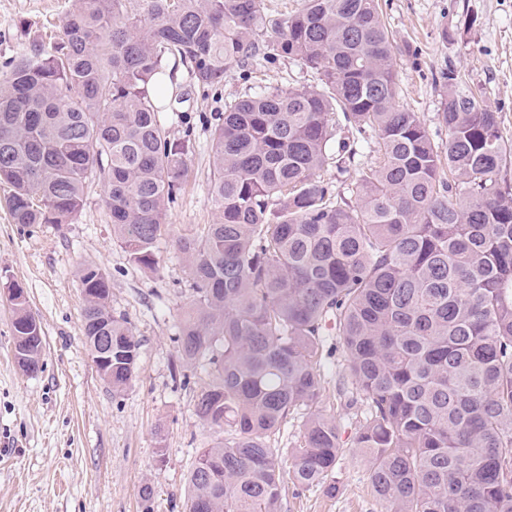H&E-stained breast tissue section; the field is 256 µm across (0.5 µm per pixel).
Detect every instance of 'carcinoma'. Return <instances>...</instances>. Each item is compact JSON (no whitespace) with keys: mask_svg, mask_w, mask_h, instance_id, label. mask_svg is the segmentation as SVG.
<instances>
[{"mask_svg":"<svg viewBox=\"0 0 512 512\" xmlns=\"http://www.w3.org/2000/svg\"><path fill=\"white\" fill-rule=\"evenodd\" d=\"M287 58L317 83L224 106L212 133L217 219L176 240L192 305L183 366L209 367L194 413L216 433L187 478L188 512H282L286 476L321 486L342 452L321 410L327 326L362 406L354 444L388 512H512V144L498 113L441 72L440 146L399 101L378 0H71L56 40L0 64V182L15 224H68L87 181L112 231L156 268L193 130L158 120L161 80L207 91L233 66ZM375 161H363V154ZM353 172L347 192L321 172ZM91 336L112 315V391L140 340L101 268L79 271ZM43 339L20 347L41 365ZM303 409L293 453L272 443Z\"/></svg>","mask_w":512,"mask_h":512,"instance_id":"obj_1","label":"carcinoma"}]
</instances>
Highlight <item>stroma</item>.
Segmentation results:
<instances>
[{"label":"stroma","instance_id":"obj_1","mask_svg":"<svg viewBox=\"0 0 512 512\" xmlns=\"http://www.w3.org/2000/svg\"><path fill=\"white\" fill-rule=\"evenodd\" d=\"M383 20L400 48V101L419 112L436 143L448 133L438 122L440 73L458 71L466 87L482 92L512 137V0H379ZM70 0H0V63L50 39ZM311 71L289 59L231 68L217 88L203 91L181 76L173 91L187 98L186 122L161 119L170 138L192 125L189 175L169 207L156 243L155 270L141 269L112 234L105 188H85L84 204L68 224L13 223L0 184V281L21 283L45 344L40 372L28 375L13 354V313L0 297V512H185L186 478L199 449L214 433L193 411L204 369H185L175 338L191 304L189 270L178 237L213 223L209 185L211 133L227 101L261 87L312 85ZM86 265L109 276L112 312L141 342L130 385L113 393L84 342L83 296L77 276ZM346 354L335 335L324 341L320 371L323 408L341 427L343 452L328 475L334 494L286 481L283 512H386L373 494L368 459L354 446L358 405L337 392ZM153 488L144 510L140 490Z\"/></svg>","mask_w":512,"mask_h":512}]
</instances>
